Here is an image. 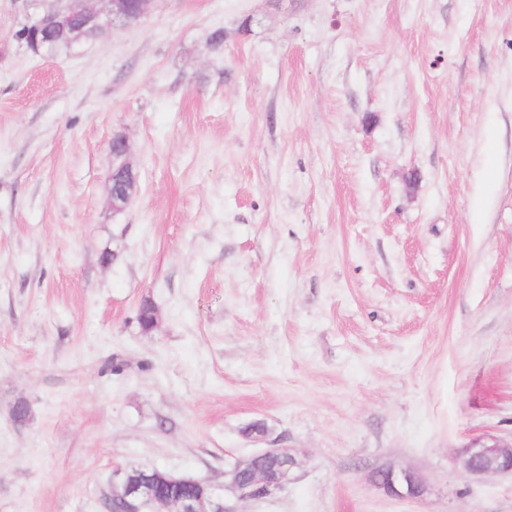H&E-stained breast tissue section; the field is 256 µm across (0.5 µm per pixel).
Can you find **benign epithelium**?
I'll return each mask as SVG.
<instances>
[{
    "label": "benign epithelium",
    "mask_w": 512,
    "mask_h": 512,
    "mask_svg": "<svg viewBox=\"0 0 512 512\" xmlns=\"http://www.w3.org/2000/svg\"><path fill=\"white\" fill-rule=\"evenodd\" d=\"M154 0H54L43 14L55 21L52 32L34 38V52H52L58 46H77L90 37L114 28L139 24L150 12ZM112 171L136 166L127 138L117 134L110 143ZM456 463L470 477L512 474V442L495 437L474 440L456 456ZM296 466L291 459L288 471L277 482H270L259 470L249 480H238L237 470H224V484L202 487L191 477L175 478L164 470H149L135 482L120 479L112 484L113 502L118 512H224L227 491L239 500L263 498L284 488ZM381 487L389 493L419 496L425 489L422 476L410 469L385 472Z\"/></svg>",
    "instance_id": "7a95c632"
}]
</instances>
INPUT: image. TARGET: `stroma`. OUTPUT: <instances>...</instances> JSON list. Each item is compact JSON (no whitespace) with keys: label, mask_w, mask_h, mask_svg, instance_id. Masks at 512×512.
<instances>
[{"label":"stroma","mask_w":512,"mask_h":512,"mask_svg":"<svg viewBox=\"0 0 512 512\" xmlns=\"http://www.w3.org/2000/svg\"><path fill=\"white\" fill-rule=\"evenodd\" d=\"M45 6L0 0V512L274 444L226 512H512L455 462L512 439V0H155L52 55ZM110 153L112 155V173L109 179L108 199L112 206V211L119 212L124 210L131 203L135 195V185L128 187L122 192V204L115 202V195L112 191V178L116 171L122 169L136 168V163L132 158L130 146L127 138L122 134H116L110 143ZM384 475L386 478L382 480L381 487L389 493H405L408 496L416 497L420 496L425 489L422 476L413 470H389Z\"/></svg>","instance_id":"obj_1"}]
</instances>
